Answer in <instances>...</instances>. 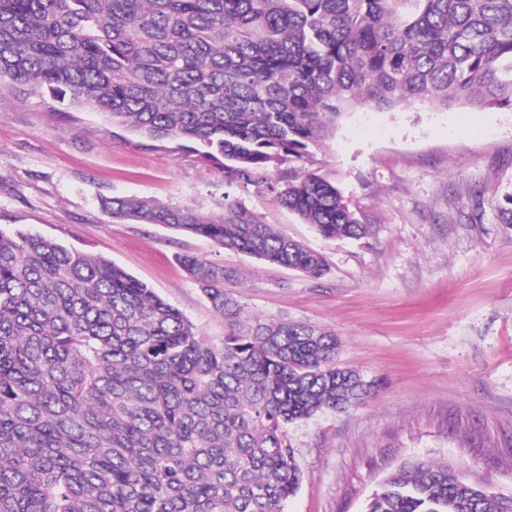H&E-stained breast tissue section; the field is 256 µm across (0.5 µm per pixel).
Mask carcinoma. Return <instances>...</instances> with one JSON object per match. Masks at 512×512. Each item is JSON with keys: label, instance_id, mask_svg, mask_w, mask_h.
<instances>
[{"label": "carcinoma", "instance_id": "obj_1", "mask_svg": "<svg viewBox=\"0 0 512 512\" xmlns=\"http://www.w3.org/2000/svg\"><path fill=\"white\" fill-rule=\"evenodd\" d=\"M30 87L263 186L328 239L371 232L306 169L356 106L512 110V0H0V90ZM290 164L281 184L272 169ZM161 224L299 271L324 258L224 195L219 214L136 196ZM218 343L107 259L0 228V512H284L302 471L288 425L363 404L378 380L335 334L248 318L237 271L181 259ZM366 512H512L448 464L406 462Z\"/></svg>", "mask_w": 512, "mask_h": 512}]
</instances>
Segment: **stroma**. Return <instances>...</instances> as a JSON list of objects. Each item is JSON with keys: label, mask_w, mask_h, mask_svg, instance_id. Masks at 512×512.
Here are the masks:
<instances>
[{"label": "stroma", "mask_w": 512, "mask_h": 512, "mask_svg": "<svg viewBox=\"0 0 512 512\" xmlns=\"http://www.w3.org/2000/svg\"><path fill=\"white\" fill-rule=\"evenodd\" d=\"M311 170L372 227L326 239L270 194L225 188L192 151L141 147L96 112L24 89L0 91V228L104 257L218 341L224 321L182 269L191 254L238 270L224 288L252 316L331 331L338 360L378 377L345 412L290 424L303 472L285 512H364L400 464L432 459L512 494V110L358 107L314 152ZM136 195L218 213L233 197L320 252L319 279L217 248L159 224L115 223L105 197Z\"/></svg>", "instance_id": "1"}]
</instances>
